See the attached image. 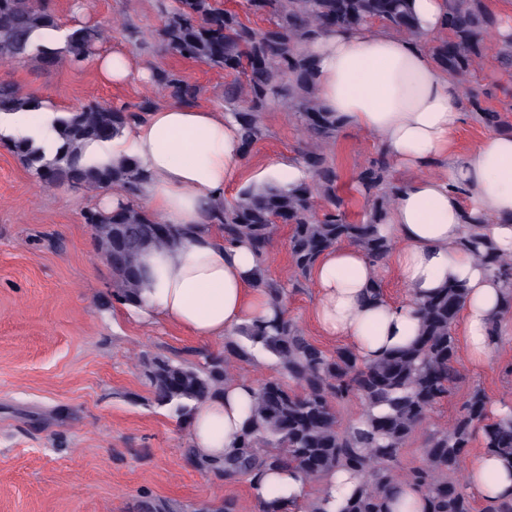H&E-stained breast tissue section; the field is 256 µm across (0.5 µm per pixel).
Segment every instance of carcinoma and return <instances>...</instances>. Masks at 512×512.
<instances>
[{
	"label": "carcinoma",
	"instance_id": "obj_1",
	"mask_svg": "<svg viewBox=\"0 0 512 512\" xmlns=\"http://www.w3.org/2000/svg\"><path fill=\"white\" fill-rule=\"evenodd\" d=\"M447 36L429 46L435 64L452 77L474 71L484 56L487 39L499 18L485 0H446ZM162 23L151 37L183 59L243 75L224 86V114L241 132L244 154L266 135L264 113L278 109L296 120L307 136L299 152L309 178L290 185H248L224 198L216 217L224 244H248L256 258L255 283L270 296L276 313L238 328L224 337V352L187 362L162 355H143L138 366L150 388V403L190 424L201 402L224 390L236 378L234 363L251 362L255 351L275 360L277 374L255 387V402L245 421L237 451L209 459L188 446L186 457L198 470L228 481L254 485L258 474L292 467L308 483L347 470L362 478L338 512H393L396 488L404 480L423 499V512H476L474 496L457 477L473 441L512 464V408L501 415L489 410L485 392L472 390L452 425L432 430L423 440V460L399 472L402 448L423 429L438 401L452 394L459 377L458 314L467 288L450 283L417 304L419 331L415 341L365 363L349 347L331 354L303 336L288 316V284L268 277L267 264L279 225L290 227L288 252L293 285L307 278L327 250L341 243L360 247L375 265L394 248L382 226L397 189L392 164L377 152L357 174L368 210L359 222L348 219L338 194V174L326 148L335 143L344 122L326 110L314 76L309 45L323 31L352 30L383 23L409 38H420L411 0H242L241 10L219 6L217 0H169ZM268 17L269 26L255 29L246 17ZM63 27L49 0H0V64L30 59L41 68L67 60L79 65L112 40L111 25L74 26L63 46L44 36ZM159 92L172 101L194 106L203 89L179 72H152ZM157 102L145 95L134 104H87L52 116L48 142L9 137L5 143L45 186L67 185L87 190L110 189L129 202L108 212L85 211L98 253L112 261V297L129 307L141 301L149 277L143 256L171 250L190 228L165 224L132 199L146 180L134 159L101 161L87 154L94 142L110 141ZM483 124L512 130L500 111L473 100ZM43 101L10 82L0 83V115L39 112ZM482 264L506 282L512 281V257L500 256L492 243L466 239ZM355 398L363 405L362 426L342 425L335 405ZM139 512H177L161 499L140 502Z\"/></svg>",
	"mask_w": 512,
	"mask_h": 512
}]
</instances>
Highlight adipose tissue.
<instances>
[{
    "label": "adipose tissue",
    "instance_id": "1",
    "mask_svg": "<svg viewBox=\"0 0 512 512\" xmlns=\"http://www.w3.org/2000/svg\"><path fill=\"white\" fill-rule=\"evenodd\" d=\"M412 6L419 41L375 22L327 30L310 46L324 106L342 115L348 128L373 134L398 172L384 231L396 243L389 266L408 291L402 301L375 294L377 268L358 246L341 244L310 272L317 293L313 317L325 335L344 340L371 362L415 340L419 299L460 282L468 289L459 315L465 359L479 371L488 363L490 322L507 288L465 239L473 231L500 253L512 254V134L497 132L460 151L461 86L425 48L443 31L446 2L413 0ZM93 150L115 160L135 159L148 173L139 204L163 223L195 228L173 250L145 256L155 277L142 290L138 317L200 339H221L273 317L268 295L254 282V255L245 244L225 245L214 221L225 189L245 172L235 122L217 108L165 104ZM253 393L251 382L233 381L199 404L190 426L194 447L211 457L230 452ZM466 483L484 503L512 498V467L481 453ZM257 487L261 497L288 505L306 498V484L291 469L264 473Z\"/></svg>",
    "mask_w": 512,
    "mask_h": 512
}]
</instances>
